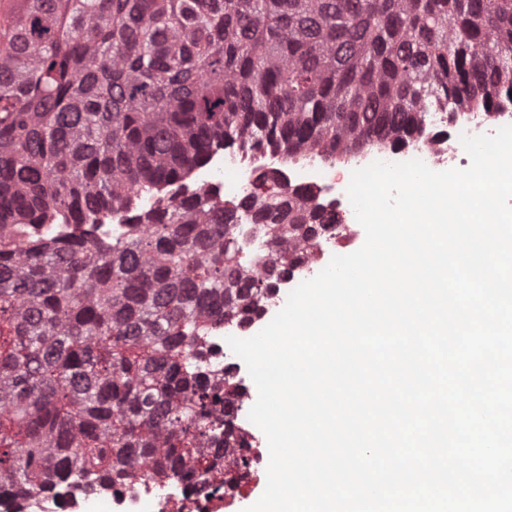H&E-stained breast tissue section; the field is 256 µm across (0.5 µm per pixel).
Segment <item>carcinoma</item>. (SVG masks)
Segmentation results:
<instances>
[{
  "label": "carcinoma",
  "mask_w": 512,
  "mask_h": 512,
  "mask_svg": "<svg viewBox=\"0 0 512 512\" xmlns=\"http://www.w3.org/2000/svg\"><path fill=\"white\" fill-rule=\"evenodd\" d=\"M0 19V494L143 466L204 477L234 452L231 382L189 347L270 287L235 244L245 216L275 250L316 243L317 194L256 175L236 201L197 189L218 149L327 160L426 136L424 112L512 106V0H15ZM123 213L112 241L92 225ZM45 224H85L68 239ZM224 432V448L210 441Z\"/></svg>",
  "instance_id": "1"
}]
</instances>
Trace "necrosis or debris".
I'll return each instance as SVG.
<instances>
[{"label": "necrosis or debris", "mask_w": 512, "mask_h": 512, "mask_svg": "<svg viewBox=\"0 0 512 512\" xmlns=\"http://www.w3.org/2000/svg\"><path fill=\"white\" fill-rule=\"evenodd\" d=\"M429 124L438 135L421 143L396 151L369 148L352 157L343 168L310 155L302 164L283 174V182L314 188L328 211L339 213L340 222L321 227L319 250L292 270L278 275L268 299L248 318H221L212 324L207 336L195 347L193 365L197 371L218 384L232 379L245 407H252L257 399L256 386L227 339L231 336L248 338L258 333L263 324L283 308L285 299L300 282L315 277L338 249L357 244L363 228L347 196L352 173L376 161L395 163L411 159L421 160L434 170L466 168L470 158L460 142L461 135L495 133L502 126L512 125V111L491 120L469 116L451 127L446 126L441 113L433 112L429 115ZM195 182L198 188L211 195L236 199L253 193L255 171L228 150L215 153L205 166L196 169ZM235 432L244 436L250 445L248 469L228 472L220 467L203 484L189 476L176 475L161 483L145 476L134 485L119 481L94 490L74 486L59 494H45L26 501L19 512H228L239 498L265 483L269 461L264 434L247 415H240Z\"/></svg>", "instance_id": "1"}]
</instances>
